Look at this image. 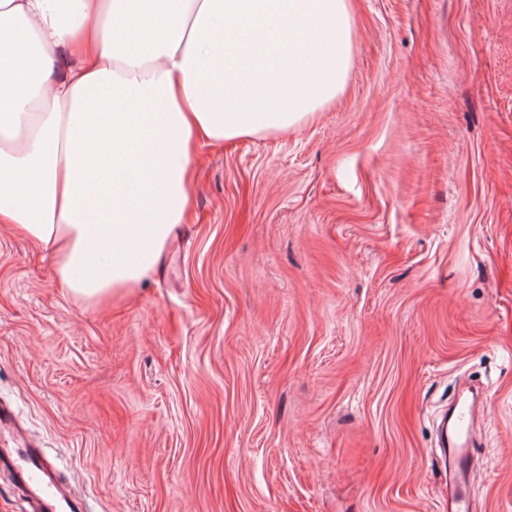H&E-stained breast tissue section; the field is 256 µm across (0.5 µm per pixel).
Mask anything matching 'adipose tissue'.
Masks as SVG:
<instances>
[{
    "instance_id": "1",
    "label": "adipose tissue",
    "mask_w": 512,
    "mask_h": 512,
    "mask_svg": "<svg viewBox=\"0 0 512 512\" xmlns=\"http://www.w3.org/2000/svg\"><path fill=\"white\" fill-rule=\"evenodd\" d=\"M351 0H0V224L92 303L157 270L199 147L341 94Z\"/></svg>"
}]
</instances>
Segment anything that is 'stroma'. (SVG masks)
I'll use <instances>...</instances> for the list:
<instances>
[{
    "label": "stroma",
    "instance_id": "obj_1",
    "mask_svg": "<svg viewBox=\"0 0 512 512\" xmlns=\"http://www.w3.org/2000/svg\"><path fill=\"white\" fill-rule=\"evenodd\" d=\"M343 92L200 149L159 273L102 304L0 226V403L89 512H512V0H353ZM475 402L473 395L462 394L455 407L444 419L448 455V512H470V491L474 479L471 455L472 433L470 416ZM448 447V448H447Z\"/></svg>",
    "mask_w": 512,
    "mask_h": 512
}]
</instances>
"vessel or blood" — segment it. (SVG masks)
<instances>
[{"label":"vessel or blood","mask_w":512,"mask_h":512,"mask_svg":"<svg viewBox=\"0 0 512 512\" xmlns=\"http://www.w3.org/2000/svg\"><path fill=\"white\" fill-rule=\"evenodd\" d=\"M475 399L461 395L445 418V442L448 455V512H471L470 491L474 479L471 455L470 416ZM0 433L20 439L22 448L9 457V466L21 485L34 512H86L82 500L69 495L56 477V468L43 448L18 425L13 412L0 406Z\"/></svg>","instance_id":"vessel-or-blood-1"}]
</instances>
